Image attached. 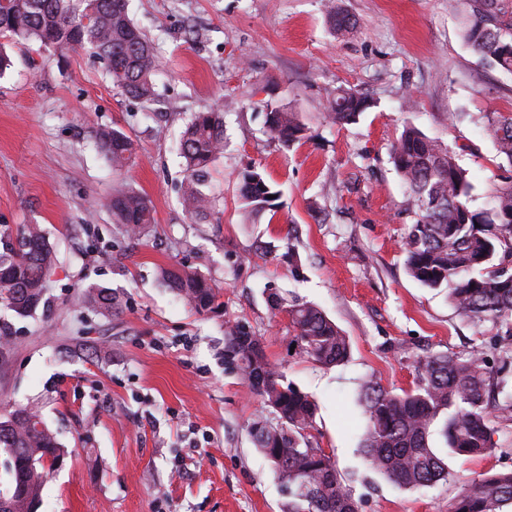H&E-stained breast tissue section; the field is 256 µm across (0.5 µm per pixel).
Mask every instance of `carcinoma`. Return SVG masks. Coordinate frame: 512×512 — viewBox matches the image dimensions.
Returning a JSON list of instances; mask_svg holds the SVG:
<instances>
[{
  "label": "carcinoma",
  "mask_w": 512,
  "mask_h": 512,
  "mask_svg": "<svg viewBox=\"0 0 512 512\" xmlns=\"http://www.w3.org/2000/svg\"><path fill=\"white\" fill-rule=\"evenodd\" d=\"M464 17L463 36L484 65L512 73V0H458ZM333 30L345 33L354 19L340 11L328 16ZM0 37L34 41L48 51L84 50L103 60L113 86L128 96L148 100L154 95L157 59L154 48L130 18L127 0H0ZM370 107L352 88L338 87L328 100L331 121L345 125ZM484 134L497 147L502 162L512 167V114L489 112L481 117ZM270 138L283 143L305 131L298 113L273 108L266 113ZM97 149L114 167L132 156L128 135L99 129ZM224 150V113L219 108L196 112L180 139L184 159L182 206L195 220L212 208L205 192L214 162ZM391 158L406 189L411 223L405 240V267L422 286L453 285L451 303L476 324L492 322L512 328V182L498 186L492 208L470 207L474 186L456 164L452 152L413 125L404 128L391 148ZM277 194L258 170L243 174L240 196L246 218L275 207ZM126 232L134 236L152 223L149 202L124 189L104 202ZM55 263L53 246L38 224L0 234V308L31 317L48 307L47 283ZM165 284L198 313L220 307L218 291L202 276L178 269L162 271ZM84 302L102 316L121 307L112 290L87 288ZM288 317L292 342L323 366L343 364L350 343L318 307L293 302ZM252 336L236 323L229 329V348L250 392L263 396L252 381L251 363L243 355V339ZM265 382L277 394V423L250 427L256 448L288 486L282 512H359L358 501L320 448L309 446L315 404L308 394L284 381L279 367L263 357ZM512 361H504L497 380L485 353H435L418 365L416 386L395 393L370 379L363 383L361 403L366 419L360 451L375 472L410 490L448 481L447 453L482 456L492 451L491 410L512 411ZM503 395L498 401L495 393ZM441 422L446 449L430 443V428ZM0 450L8 455L0 484V512H37L50 469L47 459L65 457L66 450L42 416L27 406L0 412ZM448 512H512V472L485 474L453 498Z\"/></svg>",
  "instance_id": "cac0c4a2"
}]
</instances>
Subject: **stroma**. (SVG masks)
<instances>
[{
  "mask_svg": "<svg viewBox=\"0 0 512 512\" xmlns=\"http://www.w3.org/2000/svg\"><path fill=\"white\" fill-rule=\"evenodd\" d=\"M333 8L355 19L352 33L330 29ZM129 12L158 59L148 107L113 89L97 58L0 39L12 60L0 75V230L41 225L57 257L47 309L0 310L13 339L0 408L37 409L69 452L38 512H281V482L249 435L262 401L227 351L237 322L314 401L310 442L359 512H448L482 474L512 471V418L494 420L491 453L449 456L452 479L431 487L398 488L357 452L364 380L398 393L414 388L428 354L480 348L495 370L512 349L511 334L471 322L405 268L410 219L390 155L405 125L453 152L472 210L512 179L477 122L512 112V74L480 63L455 0H130ZM341 85L371 106L337 126L326 107ZM217 105L224 152L213 209L195 222L181 205L177 146L193 113ZM269 105L292 106L304 138L270 139ZM104 127L134 143L124 170L93 144ZM251 168L279 197L274 215L249 223L239 187ZM122 187L152 208L136 237L100 205ZM179 266L211 280L220 310L197 313L164 286L162 269ZM92 284L112 289L121 311L106 318L84 304ZM273 293L322 309L348 337V360L326 367L292 352Z\"/></svg>",
  "mask_w": 512,
  "mask_h": 512,
  "instance_id": "stroma-1",
  "label": "stroma"
}]
</instances>
